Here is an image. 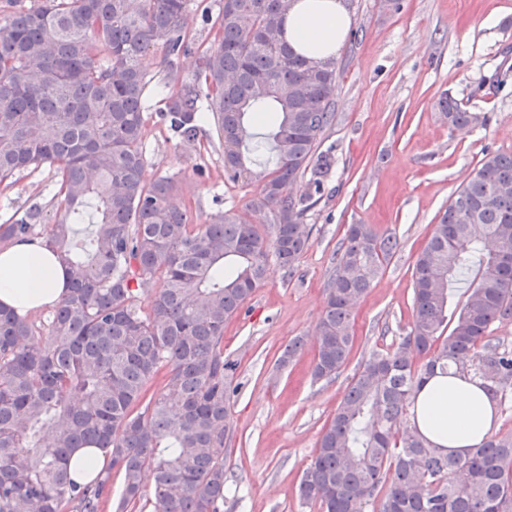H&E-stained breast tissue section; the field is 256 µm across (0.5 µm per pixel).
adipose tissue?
<instances>
[{
  "label": "adipose tissue",
  "instance_id": "1",
  "mask_svg": "<svg viewBox=\"0 0 512 512\" xmlns=\"http://www.w3.org/2000/svg\"><path fill=\"white\" fill-rule=\"evenodd\" d=\"M350 25L343 0H295L286 37L298 52L323 60L337 54ZM65 283V269L43 239L0 248V305L22 316L46 310L63 299ZM415 417L436 442L462 452L481 444L496 413L475 384L435 378L418 394Z\"/></svg>",
  "mask_w": 512,
  "mask_h": 512
}]
</instances>
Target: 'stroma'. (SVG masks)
I'll list each match as a JSON object with an SVG mask.
<instances>
[{"instance_id":"obj_1","label":"stroma","mask_w":512,"mask_h":512,"mask_svg":"<svg viewBox=\"0 0 512 512\" xmlns=\"http://www.w3.org/2000/svg\"><path fill=\"white\" fill-rule=\"evenodd\" d=\"M352 24L337 55L336 123L321 150L335 158L308 212L309 247L290 278L274 272L224 327V356L237 391L226 466L234 480L224 512H307L296 493L324 425L359 362L386 348L412 316V271L438 215L487 151L512 152V0H344ZM146 175L179 182L196 224L244 211L255 185L224 179V150L211 125L182 140L156 115L166 70L149 56ZM450 95L485 123L452 130L437 102ZM52 171L41 167L0 185V220L31 203L54 215ZM369 224L400 240L355 311L350 363L335 382L311 375L315 327L333 254L348 225ZM307 346L286 367L294 337Z\"/></svg>"}]
</instances>
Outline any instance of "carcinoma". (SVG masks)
Listing matches in <instances>:
<instances>
[{
    "instance_id": "1",
    "label": "carcinoma",
    "mask_w": 512,
    "mask_h": 512,
    "mask_svg": "<svg viewBox=\"0 0 512 512\" xmlns=\"http://www.w3.org/2000/svg\"><path fill=\"white\" fill-rule=\"evenodd\" d=\"M18 0L0 6V184L49 166L57 218L43 207L0 224V246L42 236L68 294L47 314L0 306V512H103L110 476L79 484L74 448L110 454L118 512H224L230 479L231 363L224 326L275 263L292 275L307 250L306 213L334 159L319 150L336 120V59L314 62L285 37L290 0H220L216 34L192 46L183 16L205 0ZM195 53L194 78L170 74L159 120L186 141L211 113L224 176L258 184L246 204L199 226L172 177H146L150 106L144 61ZM273 105L275 115L266 113ZM450 128L483 121L449 96ZM268 125V132L261 131ZM308 177L310 191L296 192ZM87 224L83 242L75 225ZM399 247L350 224L333 257L315 328L313 379L332 382L354 343L356 302ZM470 272L460 301L452 288ZM412 319L360 362L297 483L317 512H512V432L465 453L411 422L416 395L440 374L512 403V153L485 152L448 200L412 272ZM156 286L147 306L141 294ZM305 346L289 341L279 364ZM165 385L147 395L159 373ZM153 474L145 498L144 472Z\"/></svg>"
}]
</instances>
